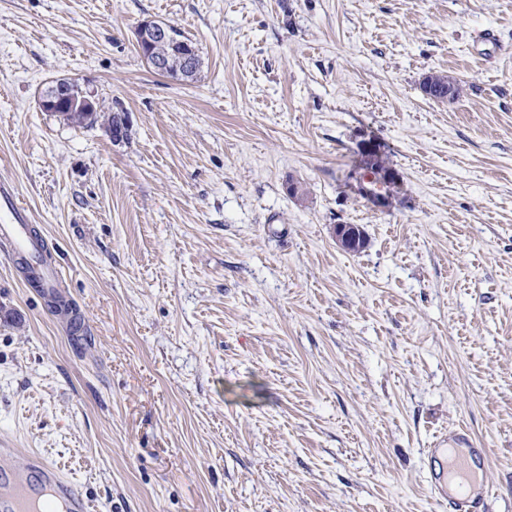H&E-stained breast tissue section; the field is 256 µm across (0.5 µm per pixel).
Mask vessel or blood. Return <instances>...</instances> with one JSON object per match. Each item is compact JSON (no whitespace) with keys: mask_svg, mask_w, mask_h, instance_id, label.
<instances>
[{"mask_svg":"<svg viewBox=\"0 0 512 512\" xmlns=\"http://www.w3.org/2000/svg\"><path fill=\"white\" fill-rule=\"evenodd\" d=\"M0 237L12 242L16 253L31 255L36 246L29 235L26 212L15 190L0 182ZM7 470L0 472V512H89L83 494L53 462L33 455L12 453ZM492 462L489 449L479 447L466 428L437 438L425 452L428 485L436 502L448 512H485L491 488L483 474Z\"/></svg>","mask_w":512,"mask_h":512,"instance_id":"obj_1","label":"vessel or blood"}]
</instances>
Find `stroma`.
I'll return each instance as SVG.
<instances>
[{
    "mask_svg": "<svg viewBox=\"0 0 512 512\" xmlns=\"http://www.w3.org/2000/svg\"><path fill=\"white\" fill-rule=\"evenodd\" d=\"M59 78L129 139L41 111ZM1 180L82 328L0 242V449L91 512H448L424 454L459 426L512 512V0H0ZM170 25H163L153 19L141 21L137 30V46L143 58L153 67H161L164 61L154 56L151 51L145 52V48H151L157 40L165 37ZM162 51L166 53L171 59L170 67L165 71L156 70L162 74H166L167 76L176 79V80H187L181 74V64L180 59L183 54L188 52L195 53V55L200 60V56L198 54V48L195 44L189 40L183 32L174 26L173 29V38L169 44L162 47ZM428 85H431V87H439L440 91L438 92V90H435L436 94H433L431 96H429L430 98H434V99H438V100H441V101H454L455 99H457L461 92H462V87L461 85L455 80H453L452 78H450L449 76H446V75H439V74H429L428 76L425 77L423 83H422V89H423V92L425 93V90H424V86H428ZM450 91V95L448 96L449 94V91ZM394 172H384L378 165L369 164L363 172L360 180L372 185L375 188H367L363 186L365 195L371 199L376 205L385 207L390 199V193H377L375 190L383 187V184L390 186L395 181Z\"/></svg>",
    "mask_w": 512,
    "mask_h": 512,
    "instance_id": "1",
    "label": "stroma"
}]
</instances>
